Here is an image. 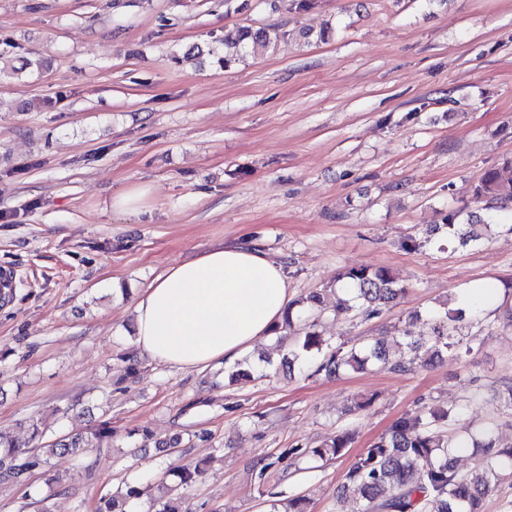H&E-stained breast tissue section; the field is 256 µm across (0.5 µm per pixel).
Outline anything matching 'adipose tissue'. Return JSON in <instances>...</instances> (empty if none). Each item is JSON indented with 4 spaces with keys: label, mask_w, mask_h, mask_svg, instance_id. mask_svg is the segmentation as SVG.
Wrapping results in <instances>:
<instances>
[{
    "label": "adipose tissue",
    "mask_w": 512,
    "mask_h": 512,
    "mask_svg": "<svg viewBox=\"0 0 512 512\" xmlns=\"http://www.w3.org/2000/svg\"><path fill=\"white\" fill-rule=\"evenodd\" d=\"M283 267L261 251L217 246L168 267L137 299V353L188 370L232 360L281 323Z\"/></svg>",
    "instance_id": "ef3b65f1"
}]
</instances>
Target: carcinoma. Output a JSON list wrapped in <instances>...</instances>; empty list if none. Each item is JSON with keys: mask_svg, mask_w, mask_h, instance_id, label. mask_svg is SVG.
I'll use <instances>...</instances> for the list:
<instances>
[{"mask_svg": "<svg viewBox=\"0 0 512 512\" xmlns=\"http://www.w3.org/2000/svg\"><path fill=\"white\" fill-rule=\"evenodd\" d=\"M278 37L274 31L254 32L244 29L235 47H267ZM477 198L500 205H512V161L501 169L487 170L475 188ZM460 213L448 214V239L461 246L482 240L484 221H458ZM336 282L355 292L349 299L337 297L328 305L325 294L313 292L302 301V312L320 314L329 308L355 311L366 318L379 314L405 292L384 267L359 265L336 276ZM466 310L456 308L437 316L431 334L412 339L407 348L412 357L391 360L384 344L376 340L345 350L341 347L323 351V339L315 323L306 326L305 334L288 349L284 361L288 366L317 360V371L337 375L343 370H359L369 363H379L395 372L411 371L421 359L431 361L456 349L453 332L456 323L465 318ZM456 415L452 409L411 411L400 416L388 435L365 449L351 464L341 489L355 487L361 497L359 512H482L484 501L497 492L504 470L512 469V448H501L491 428L469 434L464 441L445 440L438 428ZM351 443V434L343 429L333 438L306 450V454L322 460L335 459ZM81 432H70L55 439L45 448H29L0 432V483H20L29 471L47 464L55 455L80 456L86 451ZM474 448L478 452L472 471L462 473L455 467L453 449Z\"/></svg>", "mask_w": 512, "mask_h": 512, "instance_id": "cac0c4a2", "label": "carcinoma"}]
</instances>
